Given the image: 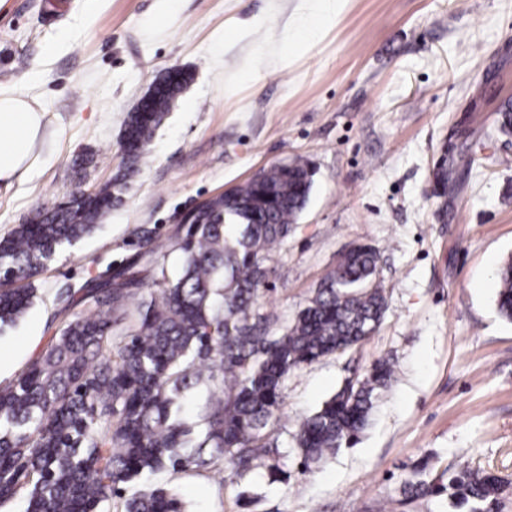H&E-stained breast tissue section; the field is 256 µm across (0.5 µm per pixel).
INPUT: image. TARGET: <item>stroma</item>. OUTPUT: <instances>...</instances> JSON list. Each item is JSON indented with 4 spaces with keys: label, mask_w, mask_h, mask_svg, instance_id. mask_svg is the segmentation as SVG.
I'll list each match as a JSON object with an SVG mask.
<instances>
[{
    "label": "stroma",
    "mask_w": 512,
    "mask_h": 512,
    "mask_svg": "<svg viewBox=\"0 0 512 512\" xmlns=\"http://www.w3.org/2000/svg\"><path fill=\"white\" fill-rule=\"evenodd\" d=\"M303 12V0H0V88L44 114L31 169L0 183V236L110 181L152 82L173 67L193 74L122 203L56 256L0 333L12 355L0 389L45 352L60 311L85 312L82 284L139 252L138 229L168 236L196 201L300 156L315 183L269 262L260 304L273 332L353 244L379 253L383 321L290 375L269 430L282 475L175 473L173 486L190 512H378L427 456L434 477L461 459L495 472L512 512V323L496 308V271L512 258V135L498 114L512 104V0H340L296 47ZM462 154L471 166L434 193L436 166ZM380 360L395 380L358 442L302 470L300 421Z\"/></svg>",
    "instance_id": "stroma-1"
}]
</instances>
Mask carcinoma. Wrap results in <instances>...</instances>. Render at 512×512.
<instances>
[{
    "instance_id": "cac0c4a2",
    "label": "carcinoma",
    "mask_w": 512,
    "mask_h": 512,
    "mask_svg": "<svg viewBox=\"0 0 512 512\" xmlns=\"http://www.w3.org/2000/svg\"><path fill=\"white\" fill-rule=\"evenodd\" d=\"M191 80L183 68L169 71L128 113L123 163L109 182L0 238V333L31 307L34 278L57 251L90 236L121 203ZM314 175L302 157L263 169L172 236L144 231V252L80 287L89 313L62 321L45 353L0 390V505L22 496L25 512H186L165 475L227 465L244 480L261 467L288 376L357 347L386 309L378 253L362 244L271 333L276 318L258 304L268 262L305 210ZM172 253L176 273L165 264ZM497 276V310L512 322V259ZM393 378L391 363L379 361L305 417L294 434L301 463L355 443L375 392ZM202 384L209 398L189 421L181 406ZM427 468L421 461L404 479L401 503L444 496L450 512H498L497 475L460 465L427 481Z\"/></svg>"
}]
</instances>
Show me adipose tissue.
<instances>
[{
    "mask_svg": "<svg viewBox=\"0 0 512 512\" xmlns=\"http://www.w3.org/2000/svg\"><path fill=\"white\" fill-rule=\"evenodd\" d=\"M43 118L21 95L0 92V182L9 184L27 173Z\"/></svg>",
    "mask_w": 512,
    "mask_h": 512,
    "instance_id": "ef3b65f1",
    "label": "adipose tissue"
}]
</instances>
